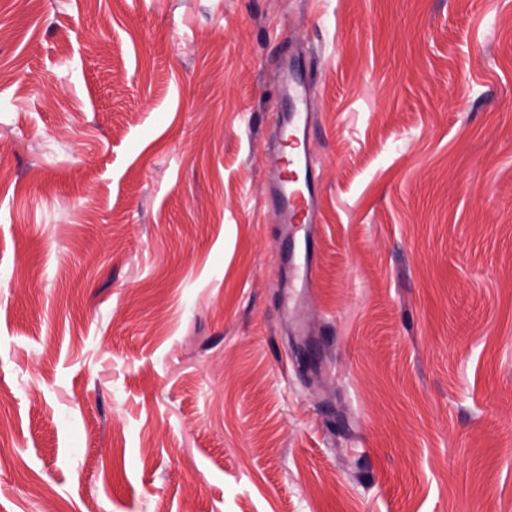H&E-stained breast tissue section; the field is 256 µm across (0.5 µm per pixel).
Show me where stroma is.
Instances as JSON below:
<instances>
[{"label":"stroma","mask_w":512,"mask_h":512,"mask_svg":"<svg viewBox=\"0 0 512 512\" xmlns=\"http://www.w3.org/2000/svg\"><path fill=\"white\" fill-rule=\"evenodd\" d=\"M0 73V512H512V0H0ZM294 113V117L298 120L296 121L293 116L288 115L286 113L282 119V127L285 134H287V137H293L297 146L300 145L302 137L303 140V147H304V153H303V159L300 161V167H301V173H302V179L303 184L306 190V194L302 191V197H299L298 189L290 190V188L287 187V184L289 182L285 181L284 179H281L278 176V183L275 191V195L278 199L279 205H280V212L281 215L284 218V222L288 224V217H289V224H294L295 219L302 214L304 206V216L301 218L302 224H313L316 223V206H315V196L312 189V177L310 172V165L308 163V158L305 153V137H306V124L307 122L304 121V124L300 122L299 112L293 108L292 110ZM289 132V134H288ZM291 132V133H290ZM299 199L304 200L305 204L300 201Z\"/></svg>","instance_id":"35a3bbf8"}]
</instances>
